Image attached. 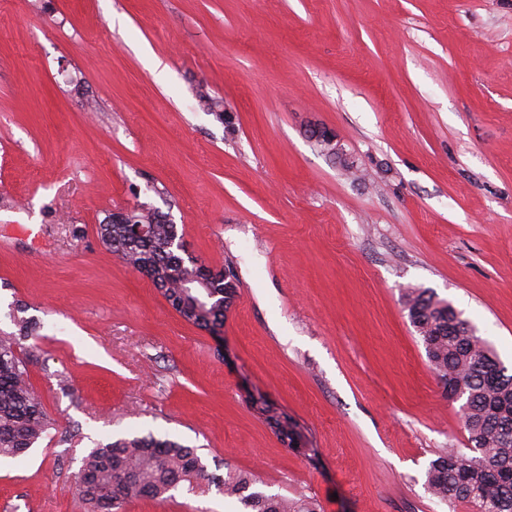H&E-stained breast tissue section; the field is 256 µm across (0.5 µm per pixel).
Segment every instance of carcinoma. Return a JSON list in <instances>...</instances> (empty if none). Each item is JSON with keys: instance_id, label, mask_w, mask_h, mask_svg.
<instances>
[{"instance_id": "1", "label": "carcinoma", "mask_w": 512, "mask_h": 512, "mask_svg": "<svg viewBox=\"0 0 512 512\" xmlns=\"http://www.w3.org/2000/svg\"><path fill=\"white\" fill-rule=\"evenodd\" d=\"M149 228L137 234V226ZM102 244L126 267L145 275L170 299L185 293V308L173 310L185 322L214 331L224 325V301L237 295V279H224L192 258L176 253L175 224L164 214L139 204L112 212L98 227ZM408 317L422 340L428 363L444 396L462 401L463 428L472 454L453 448L431 461L424 486L434 498L472 512H512V373L475 333L461 334L455 309L428 290L405 294ZM18 332L0 336V458H16L56 428L40 393L30 382L25 343L39 324L15 308ZM250 408L293 453L315 463V449L306 446L299 424L269 400L252 398ZM78 494L91 512H118L140 498L159 499L179 486L190 493L215 484L235 498L243 512H322L314 497L288 498L258 490L252 472L227 469L218 479L207 472L197 449L152 434L120 438L91 449L75 475Z\"/></svg>"}]
</instances>
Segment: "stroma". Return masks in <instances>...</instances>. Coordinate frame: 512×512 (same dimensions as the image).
I'll return each mask as SVG.
<instances>
[{"label":"stroma","mask_w":512,"mask_h":512,"mask_svg":"<svg viewBox=\"0 0 512 512\" xmlns=\"http://www.w3.org/2000/svg\"><path fill=\"white\" fill-rule=\"evenodd\" d=\"M140 203L186 255L234 270L222 337L100 241ZM409 288L512 370V0H0V333L16 303L40 322L30 377L59 421L0 461V512H87L83 457L148 433L323 512H472L423 486L468 440ZM252 395L298 421L316 463ZM239 509L181 487L124 512ZM310 137L313 138L320 146L323 147V152L328 156L338 160V163L346 169H354V161H351L346 154H343L341 149L336 145L335 134L325 127H315L310 129ZM250 408L267 423L285 447L306 458L310 463H315V450L307 448L303 433L295 419L279 411L272 402L263 397H253Z\"/></svg>","instance_id":"35a3bbf8"}]
</instances>
